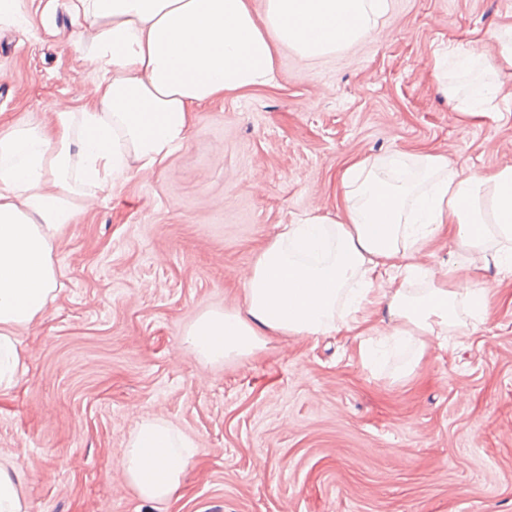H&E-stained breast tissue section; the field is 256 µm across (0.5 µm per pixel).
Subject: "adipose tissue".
I'll list each match as a JSON object with an SVG mask.
<instances>
[{
	"label": "adipose tissue",
	"instance_id": "adipose-tissue-1",
	"mask_svg": "<svg viewBox=\"0 0 512 512\" xmlns=\"http://www.w3.org/2000/svg\"><path fill=\"white\" fill-rule=\"evenodd\" d=\"M89 32L96 80L91 103L55 113L52 124L16 122L0 133V391L19 377L17 329L56 298L53 244L75 223L87 192L109 191L133 170L164 161L186 137L194 110L273 86L285 46L314 59L364 40L390 0H69ZM498 60L450 49L436 58L438 87L465 116L488 112L512 65V27ZM489 78L458 94L448 69ZM340 214L283 225L244 281V306L201 313L187 343L209 361L251 355L275 336L368 335L350 312L385 293L392 337L423 342L482 319L487 288L419 258L453 233L470 264L512 273V166L459 175L428 150L351 162L340 176ZM192 445L159 420L131 432L123 471L146 502L169 499L192 461Z\"/></svg>",
	"mask_w": 512,
	"mask_h": 512
}]
</instances>
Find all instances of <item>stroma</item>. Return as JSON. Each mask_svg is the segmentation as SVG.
Masks as SVG:
<instances>
[{
  "mask_svg": "<svg viewBox=\"0 0 512 512\" xmlns=\"http://www.w3.org/2000/svg\"><path fill=\"white\" fill-rule=\"evenodd\" d=\"M512 0H391L336 54L276 57V84L200 107L161 164L86 197L55 242L57 297L16 338L0 393V460L28 512H512V275L469 266L452 239L421 262L491 283L489 314L422 357L361 337L280 336L208 362L185 342L205 310L243 305L244 274L280 232L335 213L354 160L430 150L465 175L512 165V96L461 119L437 89L449 48L495 57ZM87 36L68 0L51 28L0 24V131L89 99ZM412 372L404 367L410 359ZM194 445L178 493L126 481L137 421Z\"/></svg>",
  "mask_w": 512,
  "mask_h": 512,
  "instance_id": "stroma-1",
  "label": "stroma"
}]
</instances>
